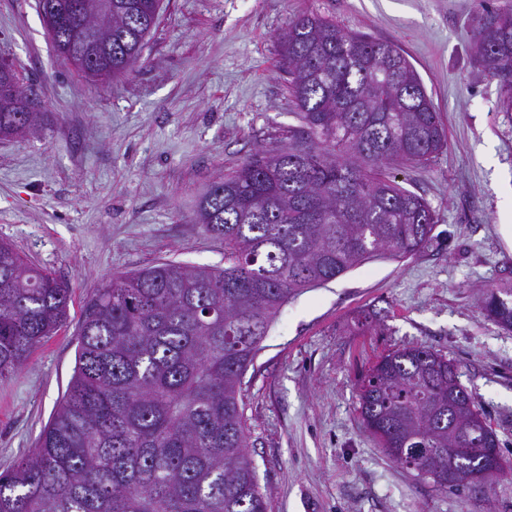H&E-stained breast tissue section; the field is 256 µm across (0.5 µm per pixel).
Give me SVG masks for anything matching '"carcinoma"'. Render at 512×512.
Listing matches in <instances>:
<instances>
[{
	"instance_id": "carcinoma-1",
	"label": "carcinoma",
	"mask_w": 512,
	"mask_h": 512,
	"mask_svg": "<svg viewBox=\"0 0 512 512\" xmlns=\"http://www.w3.org/2000/svg\"><path fill=\"white\" fill-rule=\"evenodd\" d=\"M76 0H38L62 56ZM159 0H112V52L98 79L127 72L157 25ZM302 123L288 149L252 155L198 202L202 228L224 240V267L160 262L112 278L83 306L67 390L36 448L0 473V512H268L249 451L243 378L271 322L306 288L370 259H403L432 238L435 213L391 179L448 146L437 112L397 46L304 14L281 36ZM475 54L512 113V8L479 0ZM0 69V136L36 108ZM70 289L0 242V378L65 324ZM481 310L512 332V285ZM366 429L394 463L442 490L457 429L482 417L457 364L422 346L381 356L358 388ZM495 484L508 460L489 425ZM457 469H486L474 451Z\"/></svg>"
}]
</instances>
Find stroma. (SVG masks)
<instances>
[{
  "label": "stroma",
  "mask_w": 512,
  "mask_h": 512,
  "mask_svg": "<svg viewBox=\"0 0 512 512\" xmlns=\"http://www.w3.org/2000/svg\"><path fill=\"white\" fill-rule=\"evenodd\" d=\"M126 75L94 82L58 55L37 0H0V60L34 87V128L0 137V240L68 284L69 318L0 379V472L31 451L73 374L82 307L113 275L174 261L224 264L199 198L300 122L279 35L302 14L398 46L448 148L396 179L422 196L432 241L304 290L272 324L244 379L250 451L268 512H512L493 492L444 491L388 459L357 407L382 355L418 345L453 359L512 461V332L479 310L512 284V118L475 57L474 0H161ZM368 326H361V317Z\"/></svg>",
  "instance_id": "1"
}]
</instances>
